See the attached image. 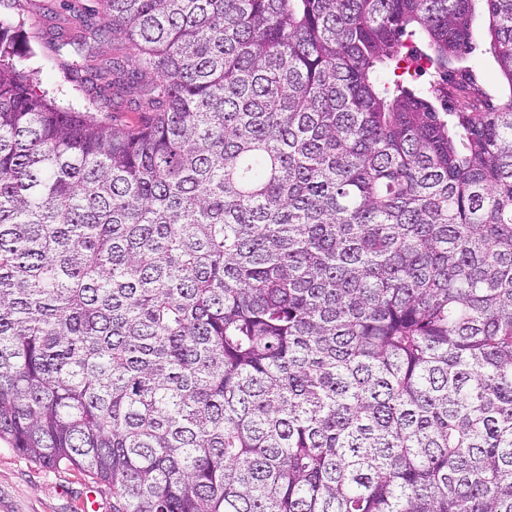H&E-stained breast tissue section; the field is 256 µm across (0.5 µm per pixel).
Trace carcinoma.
Returning a JSON list of instances; mask_svg holds the SVG:
<instances>
[{
	"instance_id": "1",
	"label": "carcinoma",
	"mask_w": 512,
	"mask_h": 512,
	"mask_svg": "<svg viewBox=\"0 0 512 512\" xmlns=\"http://www.w3.org/2000/svg\"><path fill=\"white\" fill-rule=\"evenodd\" d=\"M97 2L107 59L0 19V440L112 512H512V0ZM487 39L483 32L480 34L477 49L472 57V63L479 70L484 82L494 101L502 97V89L499 84L497 64L492 55L485 51ZM36 56L31 57L27 62V70L34 83L40 88L56 89L71 87L70 75L67 71L58 67L51 58L47 56L46 50L34 46Z\"/></svg>"
}]
</instances>
